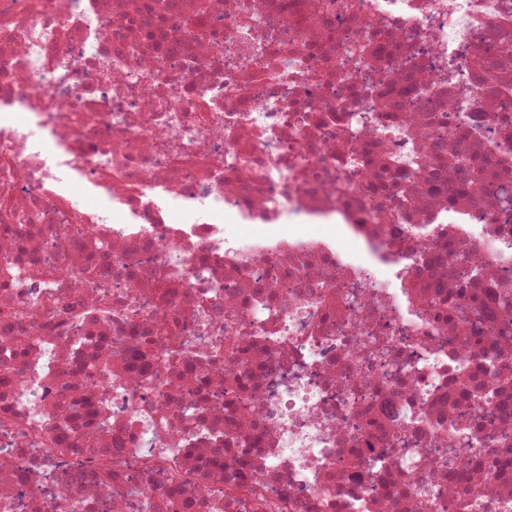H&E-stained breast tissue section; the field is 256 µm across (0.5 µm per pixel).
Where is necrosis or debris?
I'll return each mask as SVG.
<instances>
[{
	"label": "necrosis or debris",
	"instance_id": "obj_1",
	"mask_svg": "<svg viewBox=\"0 0 512 512\" xmlns=\"http://www.w3.org/2000/svg\"><path fill=\"white\" fill-rule=\"evenodd\" d=\"M1 196L0 512H512V0H0Z\"/></svg>",
	"mask_w": 512,
	"mask_h": 512
}]
</instances>
